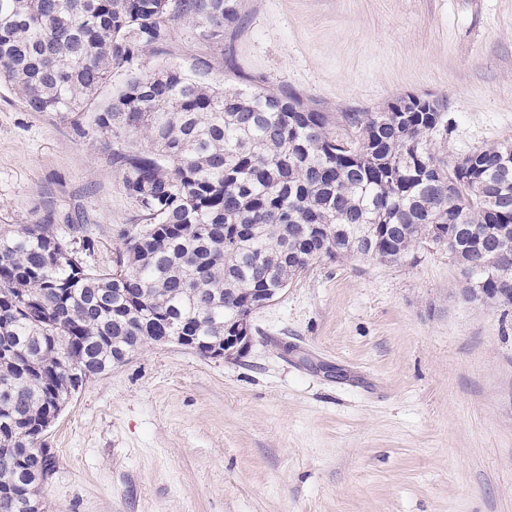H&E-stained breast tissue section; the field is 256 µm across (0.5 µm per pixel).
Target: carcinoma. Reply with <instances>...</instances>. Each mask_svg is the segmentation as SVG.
<instances>
[{
	"label": "carcinoma",
	"instance_id": "obj_1",
	"mask_svg": "<svg viewBox=\"0 0 512 512\" xmlns=\"http://www.w3.org/2000/svg\"><path fill=\"white\" fill-rule=\"evenodd\" d=\"M184 17L218 42L239 0H0V82L32 112L83 116L112 139L145 130L151 148L112 156L145 224L108 269L87 268L53 224L0 230V512H42L52 456L32 453L39 426L78 390L80 364L105 375L122 353L163 336L196 352L278 295L320 255L402 261L427 233L457 229L473 281L504 288L512 256V164L503 143L471 151L475 167L448 200V160L430 137L446 104L414 112H330L296 93L217 88L177 66L132 77L110 101L112 69L168 40Z\"/></svg>",
	"mask_w": 512,
	"mask_h": 512
}]
</instances>
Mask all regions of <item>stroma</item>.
Returning a JSON list of instances; mask_svg holds the SVG:
<instances>
[{"label":"stroma","instance_id":"obj_1","mask_svg":"<svg viewBox=\"0 0 512 512\" xmlns=\"http://www.w3.org/2000/svg\"><path fill=\"white\" fill-rule=\"evenodd\" d=\"M159 50L204 81L374 112L447 104V158L512 142V0H241L223 43L178 18ZM93 129L30 111L0 83V226L83 224L111 267L141 212ZM447 249L314 261L251 317L239 358L146 344L88 380L44 436V512H512V305L465 300Z\"/></svg>","mask_w":512,"mask_h":512}]
</instances>
